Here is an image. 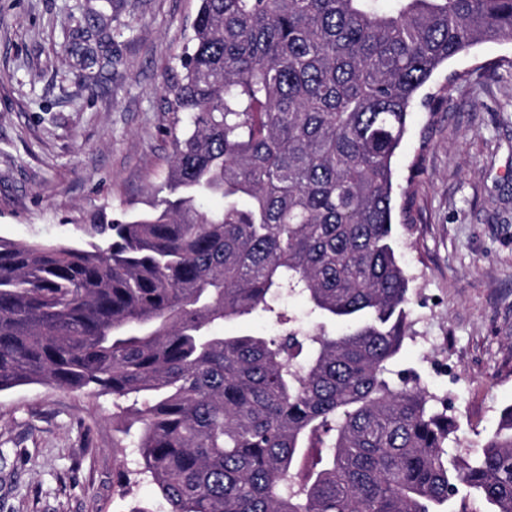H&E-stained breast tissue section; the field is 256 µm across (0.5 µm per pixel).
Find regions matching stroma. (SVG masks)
Here are the masks:
<instances>
[{"instance_id": "obj_1", "label": "stroma", "mask_w": 512, "mask_h": 512, "mask_svg": "<svg viewBox=\"0 0 512 512\" xmlns=\"http://www.w3.org/2000/svg\"><path fill=\"white\" fill-rule=\"evenodd\" d=\"M199 0H0V237L87 245L92 216L166 197L173 116L163 88ZM512 41L449 60L419 90L395 189L418 192V222L394 225L412 277L410 332L395 363L448 404L458 454L481 452L512 406ZM475 100L428 112L453 73ZM430 144H423L425 128ZM112 399L32 384L0 392V512H128L132 460Z\"/></svg>"}]
</instances>
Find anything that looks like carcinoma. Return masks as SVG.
<instances>
[{"mask_svg": "<svg viewBox=\"0 0 512 512\" xmlns=\"http://www.w3.org/2000/svg\"><path fill=\"white\" fill-rule=\"evenodd\" d=\"M501 39L512 0H199L165 89L179 196L87 248L0 238V391L112 396L166 512H451L461 487L512 512V410L451 456L448 409L391 369L410 330L393 224L416 199L396 206L393 158L434 72ZM264 313L281 333L224 334Z\"/></svg>", "mask_w": 512, "mask_h": 512, "instance_id": "carcinoma-1", "label": "carcinoma"}]
</instances>
